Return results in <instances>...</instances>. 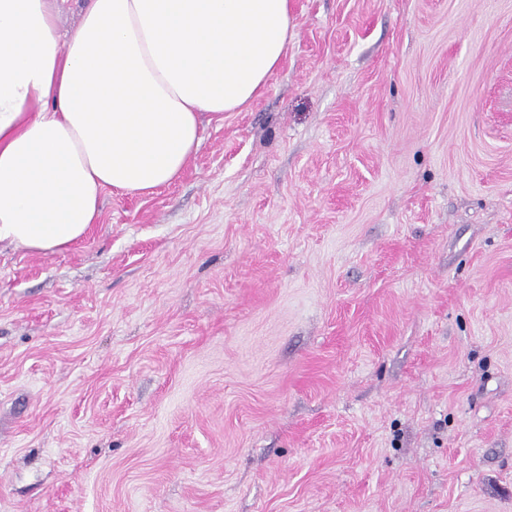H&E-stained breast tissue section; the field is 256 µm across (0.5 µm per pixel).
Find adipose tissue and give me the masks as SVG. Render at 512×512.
I'll return each mask as SVG.
<instances>
[{
	"label": "adipose tissue",
	"mask_w": 512,
	"mask_h": 512,
	"mask_svg": "<svg viewBox=\"0 0 512 512\" xmlns=\"http://www.w3.org/2000/svg\"><path fill=\"white\" fill-rule=\"evenodd\" d=\"M293 38L291 0H89L69 37L52 0H0V242L62 251L105 190L174 182Z\"/></svg>",
	"instance_id": "ef3b65f1"
}]
</instances>
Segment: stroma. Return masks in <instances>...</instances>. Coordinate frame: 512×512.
I'll return each mask as SVG.
<instances>
[{"label": "stroma", "mask_w": 512, "mask_h": 512, "mask_svg": "<svg viewBox=\"0 0 512 512\" xmlns=\"http://www.w3.org/2000/svg\"><path fill=\"white\" fill-rule=\"evenodd\" d=\"M182 174L0 244V512H512V0H292Z\"/></svg>", "instance_id": "obj_1"}]
</instances>
